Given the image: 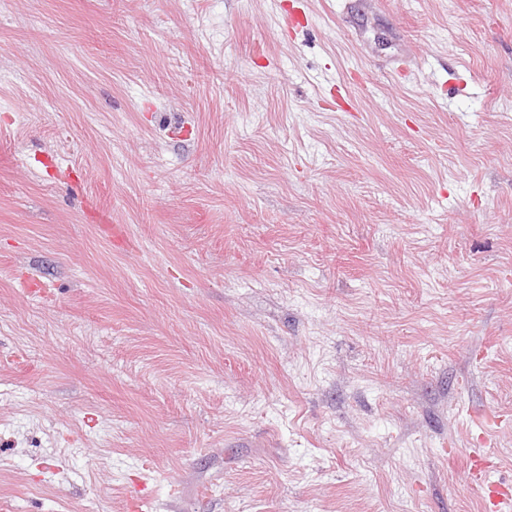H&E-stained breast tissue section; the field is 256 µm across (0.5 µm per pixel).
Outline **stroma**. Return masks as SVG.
<instances>
[{
	"label": "stroma",
	"mask_w": 512,
	"mask_h": 512,
	"mask_svg": "<svg viewBox=\"0 0 512 512\" xmlns=\"http://www.w3.org/2000/svg\"><path fill=\"white\" fill-rule=\"evenodd\" d=\"M281 2L0 0V512H484L512 0Z\"/></svg>",
	"instance_id": "obj_1"
}]
</instances>
